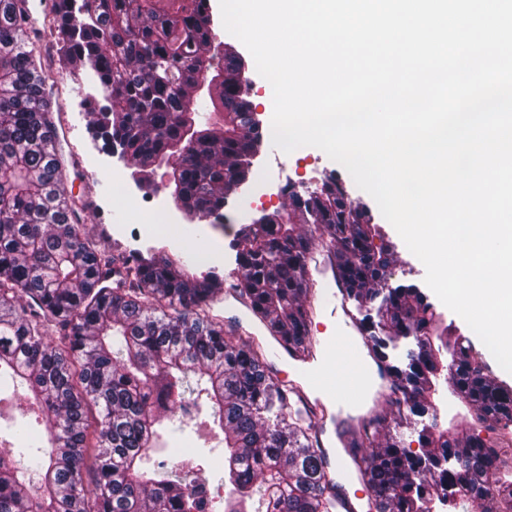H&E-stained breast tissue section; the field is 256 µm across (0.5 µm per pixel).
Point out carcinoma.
<instances>
[{"label":"carcinoma","instance_id":"carcinoma-1","mask_svg":"<svg viewBox=\"0 0 512 512\" xmlns=\"http://www.w3.org/2000/svg\"><path fill=\"white\" fill-rule=\"evenodd\" d=\"M27 21L26 0H0V386L27 389L46 435L15 428L14 444L31 450L23 472L0 452V512H204L195 454L152 477L144 470L149 453L169 450L162 420L184 434L193 420L185 408L202 398L224 433L223 456L210 459L233 487L224 512H355L326 471L298 385L274 377L264 349L212 314L219 276L197 275L186 253L96 245L76 223ZM48 29L59 61L100 88L88 106L103 149L129 156L151 179L158 158L174 157L166 187L185 213L223 217L263 137L239 81L243 60L226 51L221 68L204 62L209 0H53ZM204 86L217 118L200 129L195 98ZM184 140L192 148L175 154ZM288 194L293 212L239 229L233 288L271 336L306 350L304 226L325 236L369 354L409 410L393 427L378 414L351 433L367 512H503L493 487L512 461L480 430L512 431V386L485 373L466 337L448 338L420 288L385 289L394 253L342 185ZM443 386L476 408L474 423L438 424Z\"/></svg>","mask_w":512,"mask_h":512}]
</instances>
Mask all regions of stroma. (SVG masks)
Wrapping results in <instances>:
<instances>
[{
	"label": "stroma",
	"mask_w": 512,
	"mask_h": 512,
	"mask_svg": "<svg viewBox=\"0 0 512 512\" xmlns=\"http://www.w3.org/2000/svg\"><path fill=\"white\" fill-rule=\"evenodd\" d=\"M210 19L214 40L220 44L222 52L232 50L245 62L246 75L251 81L248 98L264 129L263 146L253 159V182L266 177L270 183L262 198L258 197L253 182L230 194L224 208V225L220 228L211 227L205 221L188 219L175 205L170 189L162 187L145 193V206L162 204L176 218L175 224L169 225L165 237L151 242L139 239L134 215L123 198L115 195L104 177L105 172L118 166L119 160L102 150L100 141L93 138L89 129L91 117L84 101L92 94V87L78 83L68 70L62 69L56 60L51 37L41 38L42 69L51 89L48 97L50 116L55 125L58 152L63 158V190L75 202L77 219L84 224L87 234L103 246L126 251L144 252L154 246L175 253L186 248L201 251L218 245L221 258L214 268L224 285L228 286L235 283L239 275L236 252L231 243L241 225L251 223L262 214L288 208L285 186H295L302 192L315 189L323 181L333 178L344 186L349 201L367 210L372 223L382 225L396 256L390 285L413 283L424 286L426 270L422 262L409 251L394 227L386 223L374 199L356 186L341 164L313 146H304L288 154L274 147L270 132L272 114L263 104L267 81L257 72L246 47L224 29L220 14L211 12ZM222 52L216 55V64H223ZM213 313L223 322L225 329L235 330L243 339L261 344L265 352H272L275 348V341L252 312L234 298L217 295ZM273 371L278 379L300 384L309 399L320 400L326 405L329 416L320 425L319 434L328 452V471L355 503L366 502L367 492L357 478L339 433L343 426L360 427L363 420L376 414L397 412L396 396L388 383L375 381L371 392L361 395L356 402L338 404L332 392L323 389L316 368L278 359L274 362Z\"/></svg>",
	"instance_id": "1"
}]
</instances>
